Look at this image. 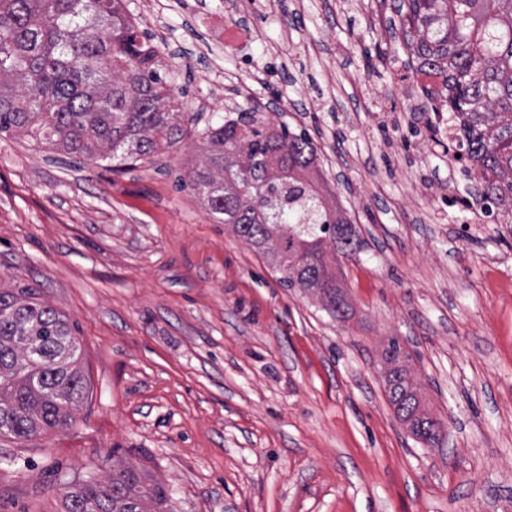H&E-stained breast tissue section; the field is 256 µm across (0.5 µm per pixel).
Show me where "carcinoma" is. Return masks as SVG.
<instances>
[{"label": "carcinoma", "instance_id": "cac0c4a2", "mask_svg": "<svg viewBox=\"0 0 512 512\" xmlns=\"http://www.w3.org/2000/svg\"><path fill=\"white\" fill-rule=\"evenodd\" d=\"M123 0H0V133L22 132L69 155L113 161L164 151L184 129L159 51L124 11ZM417 65L442 89L430 111L459 120L450 148L462 173L480 170L478 198L512 220V0H408L400 14ZM207 163L178 176L217 219L281 273L280 283L316 297L345 321L328 257L359 251L350 222L330 211L311 173L316 148L254 108L199 132ZM80 344L64 316L27 288L0 289V435L18 439L68 428L84 399ZM412 356L392 337L382 351L388 401L427 441L439 420L421 406ZM170 495L144 470L117 464L104 483L69 486L65 512H167Z\"/></svg>", "mask_w": 512, "mask_h": 512}]
</instances>
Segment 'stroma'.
Segmentation results:
<instances>
[{"label":"stroma","mask_w":512,"mask_h":512,"mask_svg":"<svg viewBox=\"0 0 512 512\" xmlns=\"http://www.w3.org/2000/svg\"><path fill=\"white\" fill-rule=\"evenodd\" d=\"M401 3L124 0L184 138L115 171L0 134V288L66 317L86 380L68 429L0 436V512H62L118 461L173 512H512V223L462 206L474 186L430 142L422 87L399 92ZM223 21L248 39L212 41ZM272 99L364 242L336 271L344 323L177 185L206 158L197 129ZM393 336L443 447L390 407Z\"/></svg>","instance_id":"stroma-1"}]
</instances>
